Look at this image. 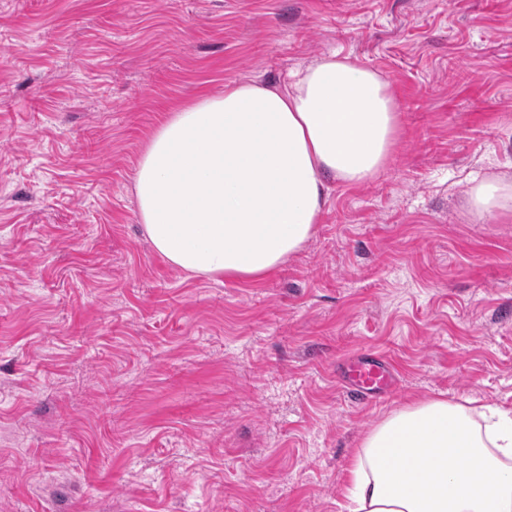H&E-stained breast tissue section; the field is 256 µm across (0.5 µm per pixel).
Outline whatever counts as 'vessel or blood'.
Returning <instances> with one entry per match:
<instances>
[{"label":"vessel or blood","mask_w":512,"mask_h":512,"mask_svg":"<svg viewBox=\"0 0 512 512\" xmlns=\"http://www.w3.org/2000/svg\"><path fill=\"white\" fill-rule=\"evenodd\" d=\"M336 376L344 383L350 397L361 403L379 400L395 385L387 358L374 351L362 352L339 365Z\"/></svg>","instance_id":"1"}]
</instances>
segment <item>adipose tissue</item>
I'll return each instance as SVG.
<instances>
[{"mask_svg": "<svg viewBox=\"0 0 512 512\" xmlns=\"http://www.w3.org/2000/svg\"><path fill=\"white\" fill-rule=\"evenodd\" d=\"M398 132L388 81L334 53L279 85L229 82L153 130L134 172L140 222L190 276L262 278L314 235L327 180H371ZM468 205L512 214V182L474 180ZM348 474L349 512H512V410L412 405L373 429Z\"/></svg>", "mask_w": 512, "mask_h": 512, "instance_id": "obj_1", "label": "adipose tissue"}]
</instances>
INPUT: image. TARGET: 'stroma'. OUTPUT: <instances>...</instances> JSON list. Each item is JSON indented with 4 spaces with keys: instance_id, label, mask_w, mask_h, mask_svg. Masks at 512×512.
<instances>
[{
    "instance_id": "1",
    "label": "stroma",
    "mask_w": 512,
    "mask_h": 512,
    "mask_svg": "<svg viewBox=\"0 0 512 512\" xmlns=\"http://www.w3.org/2000/svg\"><path fill=\"white\" fill-rule=\"evenodd\" d=\"M338 53L400 136L255 281L158 255L132 190L173 105ZM512 0H0V512H345L363 438L430 399L512 407ZM392 359L389 398L336 365ZM472 212L484 214H512V182L498 177L475 178L468 193Z\"/></svg>"
}]
</instances>
